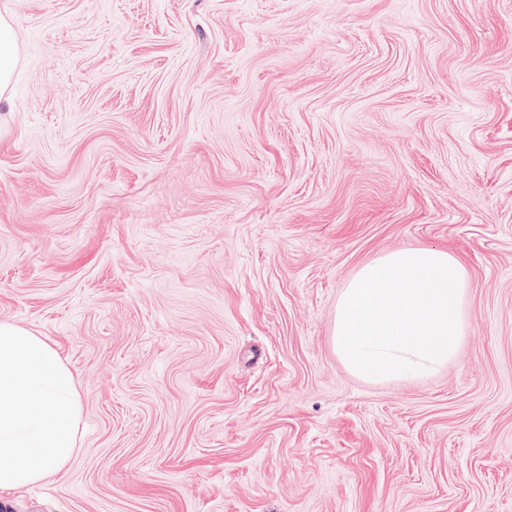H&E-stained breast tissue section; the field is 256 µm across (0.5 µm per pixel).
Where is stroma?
<instances>
[{
  "mask_svg": "<svg viewBox=\"0 0 512 512\" xmlns=\"http://www.w3.org/2000/svg\"><path fill=\"white\" fill-rule=\"evenodd\" d=\"M0 321L76 451L0 512H512V0H0ZM464 263L456 355L370 381L340 296ZM20 42L10 15L0 12V104L9 105L13 76L19 61Z\"/></svg>",
  "mask_w": 512,
  "mask_h": 512,
  "instance_id": "35a3bbf8",
  "label": "stroma"
}]
</instances>
